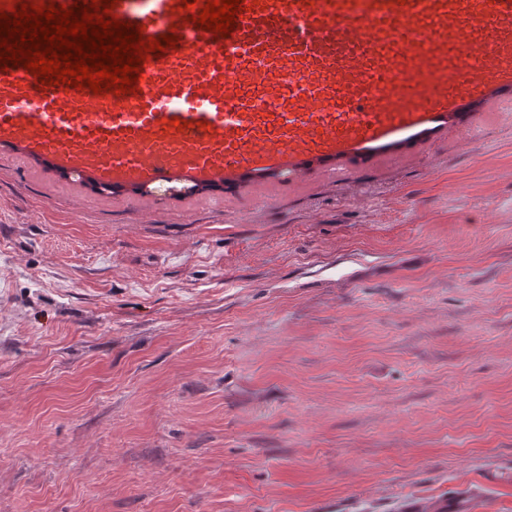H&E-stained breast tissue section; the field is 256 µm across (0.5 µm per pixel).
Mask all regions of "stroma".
Returning a JSON list of instances; mask_svg holds the SVG:
<instances>
[{
  "label": "stroma",
  "mask_w": 512,
  "mask_h": 512,
  "mask_svg": "<svg viewBox=\"0 0 512 512\" xmlns=\"http://www.w3.org/2000/svg\"><path fill=\"white\" fill-rule=\"evenodd\" d=\"M512 512V112L226 193L0 146V512Z\"/></svg>",
  "instance_id": "stroma-1"
}]
</instances>
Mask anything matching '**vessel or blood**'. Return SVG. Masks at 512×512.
<instances>
[{
    "instance_id": "1",
    "label": "vessel or blood",
    "mask_w": 512,
    "mask_h": 512,
    "mask_svg": "<svg viewBox=\"0 0 512 512\" xmlns=\"http://www.w3.org/2000/svg\"><path fill=\"white\" fill-rule=\"evenodd\" d=\"M118 0L144 37L177 34L135 92L0 70V145L117 189L357 174L512 105V0H245L230 36L196 0Z\"/></svg>"
}]
</instances>
